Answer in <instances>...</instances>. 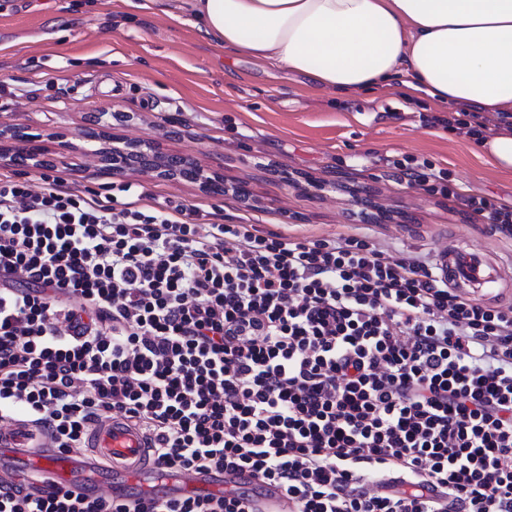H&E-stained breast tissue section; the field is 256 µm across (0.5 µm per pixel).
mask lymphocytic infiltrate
Listing matches in <instances>:
<instances>
[{
    "label": "lymphocytic infiltrate",
    "mask_w": 512,
    "mask_h": 512,
    "mask_svg": "<svg viewBox=\"0 0 512 512\" xmlns=\"http://www.w3.org/2000/svg\"><path fill=\"white\" fill-rule=\"evenodd\" d=\"M477 141L479 112L424 117ZM0 180V419L87 452L138 427L161 474L280 487L287 512H512V307L437 263L200 224L194 209ZM0 512H253L243 492L118 502L29 492Z\"/></svg>",
    "instance_id": "1"
}]
</instances>
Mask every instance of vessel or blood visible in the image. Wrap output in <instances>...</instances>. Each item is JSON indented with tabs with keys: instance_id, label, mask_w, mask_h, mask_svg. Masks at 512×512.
I'll return each mask as SVG.
<instances>
[{
	"instance_id": "b4317fda",
	"label": "vessel or blood",
	"mask_w": 512,
	"mask_h": 512,
	"mask_svg": "<svg viewBox=\"0 0 512 512\" xmlns=\"http://www.w3.org/2000/svg\"><path fill=\"white\" fill-rule=\"evenodd\" d=\"M440 265L450 285L461 292L484 300H512V269L488 253L472 251L461 244L449 245L440 254ZM146 442L133 426L120 419H108L97 425L91 439V454H65L55 448L38 447L28 452L21 436L0 429V472L35 469L46 478L47 488L85 490L90 484L91 461L109 462L104 488L114 499L130 494L178 498L187 494H219L226 483L218 474L184 472L170 479L159 478L156 471L143 464ZM257 512H279L281 495L272 487L254 493Z\"/></svg>"
}]
</instances>
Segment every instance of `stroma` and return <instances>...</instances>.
<instances>
[{"mask_svg":"<svg viewBox=\"0 0 512 512\" xmlns=\"http://www.w3.org/2000/svg\"><path fill=\"white\" fill-rule=\"evenodd\" d=\"M130 112L113 136L153 142L224 176L227 193L161 180L135 167L100 172L92 153L57 160L84 197L143 186L144 206L194 208L199 222L254 224L298 238L367 236L392 254L438 257L455 242L512 263V238L479 223L466 196L512 204V174L478 157L470 138L422 126L440 105L398 88L344 97L309 79L260 67L200 35L190 14L152 0H0V124L81 136L97 112ZM448 170L460 196L401 182L387 158ZM244 186L247 196L233 194ZM371 220L359 215L360 201Z\"/></svg>","mask_w":512,"mask_h":512,"instance_id":"35a3bbf8","label":"stroma"}]
</instances>
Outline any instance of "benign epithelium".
Returning a JSON list of instances; mask_svg holds the SVG:
<instances>
[{"label": "benign epithelium", "instance_id": "obj_1", "mask_svg": "<svg viewBox=\"0 0 512 512\" xmlns=\"http://www.w3.org/2000/svg\"><path fill=\"white\" fill-rule=\"evenodd\" d=\"M88 137L94 138L102 147L94 151V155L102 164V168L112 173L124 171L135 163L154 173L159 178L168 180L188 179L202 188L222 186V177L216 171L207 172L187 156L172 158L158 152L156 148L144 141H125L123 145L112 144V139L105 133L92 132ZM55 144V151L41 147L38 134L28 132L25 127H7L0 129V161L11 165L21 162L30 166L34 161H53L57 157L79 149L70 139L67 132H57L50 136Z\"/></svg>", "mask_w": 512, "mask_h": 512}]
</instances>
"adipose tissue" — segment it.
I'll return each mask as SVG.
<instances>
[{"label": "adipose tissue", "instance_id": "adipose-tissue-1", "mask_svg": "<svg viewBox=\"0 0 512 512\" xmlns=\"http://www.w3.org/2000/svg\"><path fill=\"white\" fill-rule=\"evenodd\" d=\"M199 33L342 95L401 84L512 113V0H179Z\"/></svg>", "mask_w": 512, "mask_h": 512}]
</instances>
